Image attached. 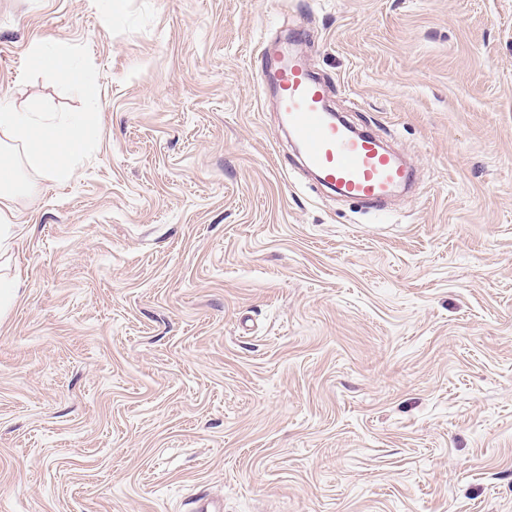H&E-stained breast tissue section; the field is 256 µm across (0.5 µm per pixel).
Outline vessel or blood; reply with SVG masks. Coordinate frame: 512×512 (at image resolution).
Instances as JSON below:
<instances>
[{"mask_svg":"<svg viewBox=\"0 0 512 512\" xmlns=\"http://www.w3.org/2000/svg\"><path fill=\"white\" fill-rule=\"evenodd\" d=\"M275 85L282 118L321 185L350 200L383 208L395 188L411 182L408 166L370 132H353L326 106L329 87L298 55L282 59Z\"/></svg>","mask_w":512,"mask_h":512,"instance_id":"vessel-or-blood-1","label":"vessel or blood"}]
</instances>
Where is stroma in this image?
I'll use <instances>...</instances> for the list:
<instances>
[{"mask_svg": "<svg viewBox=\"0 0 512 512\" xmlns=\"http://www.w3.org/2000/svg\"><path fill=\"white\" fill-rule=\"evenodd\" d=\"M411 162L313 187L256 45ZM82 44L100 137L10 200L0 512H512V0H0V94Z\"/></svg>", "mask_w": 512, "mask_h": 512, "instance_id": "stroma-1", "label": "stroma"}]
</instances>
